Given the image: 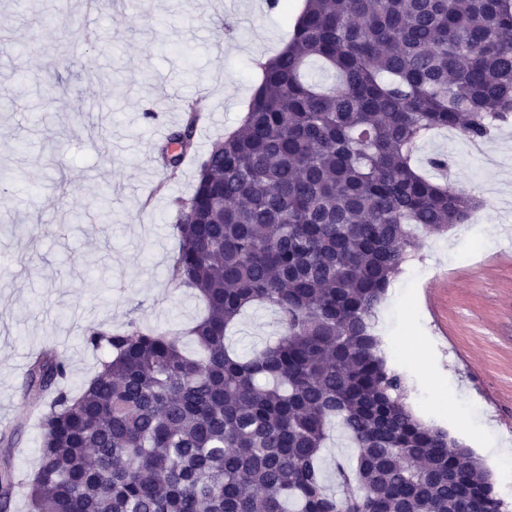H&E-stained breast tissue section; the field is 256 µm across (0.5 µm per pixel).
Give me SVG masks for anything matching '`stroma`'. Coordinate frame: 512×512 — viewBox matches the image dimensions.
<instances>
[{
    "label": "stroma",
    "mask_w": 512,
    "mask_h": 512,
    "mask_svg": "<svg viewBox=\"0 0 512 512\" xmlns=\"http://www.w3.org/2000/svg\"><path fill=\"white\" fill-rule=\"evenodd\" d=\"M293 17L261 0H0V424L18 431V474L38 465V417L17 412L32 353L55 348L78 390L103 351L92 328L129 320L159 330L191 327L202 300L176 287L168 268L178 250L171 226L196 183V168H167L162 138L192 102L204 120L203 156L236 127ZM447 156L449 181L476 193L503 185L465 139L424 140L416 163ZM468 224L418 235L414 256L379 312L382 349L415 415L470 448L494 484L512 483V459L494 440L512 437V211L489 195ZM278 334L264 306L238 320L230 345L241 353ZM420 340L429 373L404 345Z\"/></svg>",
    "instance_id": "obj_1"
}]
</instances>
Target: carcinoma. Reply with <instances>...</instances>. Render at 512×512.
<instances>
[{
  "label": "carcinoma",
  "mask_w": 512,
  "mask_h": 512,
  "mask_svg": "<svg viewBox=\"0 0 512 512\" xmlns=\"http://www.w3.org/2000/svg\"><path fill=\"white\" fill-rule=\"evenodd\" d=\"M317 63L330 87L309 81ZM241 125L197 169L169 269L206 313L181 337L132 320L93 328L111 357L77 393L52 348L24 390L50 396L39 462L19 478L0 434V512H507L490 475L423 422L381 354L379 308L416 244L482 204L415 167L440 129L470 139L512 120V0H305L288 45L257 62ZM170 141H193L184 107ZM276 341L225 343L250 307ZM359 449L324 486L329 426Z\"/></svg>",
  "instance_id": "obj_1"
}]
</instances>
